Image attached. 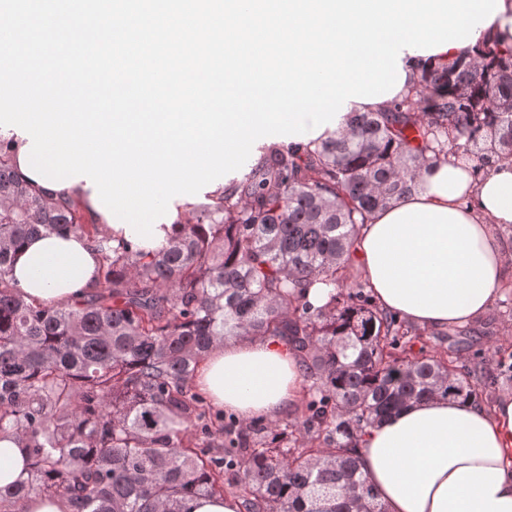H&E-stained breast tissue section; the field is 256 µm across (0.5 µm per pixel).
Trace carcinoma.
I'll list each match as a JSON object with an SVG mask.
<instances>
[{"label": "carcinoma", "mask_w": 512, "mask_h": 512, "mask_svg": "<svg viewBox=\"0 0 512 512\" xmlns=\"http://www.w3.org/2000/svg\"><path fill=\"white\" fill-rule=\"evenodd\" d=\"M429 152L477 172L512 156V53L484 45L478 62L431 65L388 112L263 147L156 251L87 231L0 151V435L28 473L0 487V512L58 494L73 512H188L227 484L244 512H386L359 468L362 436L411 400L477 396L457 349L429 346L352 274L367 216L418 188ZM42 231L81 232L102 258L71 304L29 301L14 278L13 252ZM317 283L331 288L321 307ZM243 336L292 351L300 415L244 423L195 391L211 347Z\"/></svg>", "instance_id": "carcinoma-1"}]
</instances>
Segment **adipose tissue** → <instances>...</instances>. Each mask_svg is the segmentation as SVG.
Wrapping results in <instances>:
<instances>
[{
	"instance_id": "obj_1",
	"label": "adipose tissue",
	"mask_w": 512,
	"mask_h": 512,
	"mask_svg": "<svg viewBox=\"0 0 512 512\" xmlns=\"http://www.w3.org/2000/svg\"><path fill=\"white\" fill-rule=\"evenodd\" d=\"M328 45L303 62L289 52L274 82L286 95L252 112L259 125L288 119V140L312 142L337 130L347 112L393 109L432 64L474 58L483 43L512 52V0H325ZM234 112L189 128L172 123L143 146L111 114L83 113L54 124L0 100V135L13 140L11 162L32 189L66 197L107 236L144 250L163 247L178 204L170 168L189 172L201 194L223 191V128ZM136 162L140 176L121 185L106 173ZM512 225V161L485 174L455 159L429 166L422 188L375 211L355 245L357 263L379 308L423 328L482 315L506 272L490 227ZM101 257L83 234H41L18 251L13 274L30 297L66 303L97 280ZM197 385L210 401L249 421L301 397L296 360L284 344L247 337L214 346ZM361 470L389 512H512V396L492 407L432 398L406 404L360 441Z\"/></svg>"
}]
</instances>
